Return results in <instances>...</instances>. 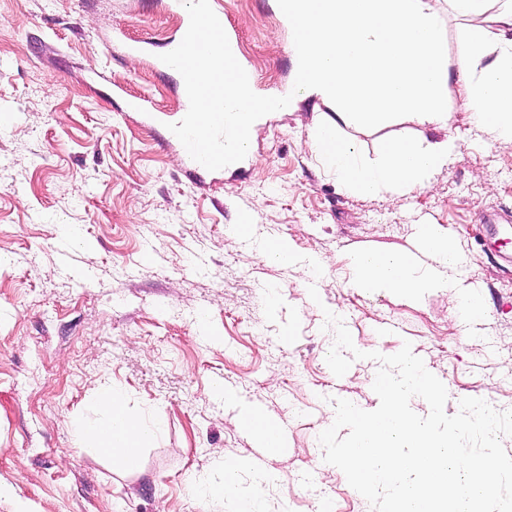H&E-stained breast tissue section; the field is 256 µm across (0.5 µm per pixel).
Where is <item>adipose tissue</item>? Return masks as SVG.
<instances>
[{"label": "adipose tissue", "instance_id": "obj_1", "mask_svg": "<svg viewBox=\"0 0 512 512\" xmlns=\"http://www.w3.org/2000/svg\"><path fill=\"white\" fill-rule=\"evenodd\" d=\"M450 2L460 16L491 17L489 26L471 28L466 33L465 59L478 70L476 79L465 86L466 103L474 121L495 142L512 146V5L493 14L489 0ZM489 55L494 56V63L482 66V59ZM351 263L356 272L355 287L370 291L418 295L448 285L447 279L433 270L421 269L402 252L364 250L355 254ZM98 396L106 416L81 425L74 434V447L91 443L104 451H119L127 468H137L151 429L128 413L120 389L102 386Z\"/></svg>", "mask_w": 512, "mask_h": 512}]
</instances>
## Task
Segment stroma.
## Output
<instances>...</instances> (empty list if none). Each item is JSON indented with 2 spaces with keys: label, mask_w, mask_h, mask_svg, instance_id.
<instances>
[{
  "label": "stroma",
  "mask_w": 512,
  "mask_h": 512,
  "mask_svg": "<svg viewBox=\"0 0 512 512\" xmlns=\"http://www.w3.org/2000/svg\"><path fill=\"white\" fill-rule=\"evenodd\" d=\"M253 90L287 93L292 31L272 0H222ZM167 0H0V512H372L333 465L316 470L334 399L371 409L369 352L410 343L451 390L445 406L481 398L512 409V265L480 243L477 219L512 213V148L475 125L456 67L473 18L434 0L450 63L448 126L404 117L342 127L368 158L397 135L453 137L457 148L425 186L346 192L313 150L331 110L302 101L261 117L252 155L219 172L187 171L166 125L185 107L179 79L155 63L179 33ZM147 39L155 53L130 55ZM142 97L148 108L131 112ZM450 236L456 264L429 258L448 286L421 297L353 285L361 250H415L420 227ZM288 241L298 264L261 253ZM323 262L319 301L306 259ZM482 295L477 325L457 305ZM366 352L335 376L326 312ZM398 323L391 337L382 330ZM123 390L153 427L137 469L118 453L72 444L100 416L95 388ZM230 389L214 396L216 385ZM259 404L288 426L286 451L257 483L245 467L232 497L205 495L225 461L250 457L240 422Z\"/></svg>",
  "instance_id": "obj_1"
}]
</instances>
